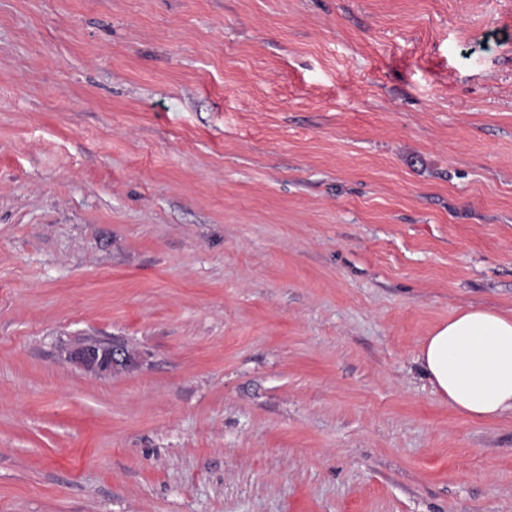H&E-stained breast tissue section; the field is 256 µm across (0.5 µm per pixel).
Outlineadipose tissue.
Segmentation results:
<instances>
[{
  "label": "adipose tissue",
  "mask_w": 512,
  "mask_h": 512,
  "mask_svg": "<svg viewBox=\"0 0 512 512\" xmlns=\"http://www.w3.org/2000/svg\"><path fill=\"white\" fill-rule=\"evenodd\" d=\"M417 361L461 415L484 420L512 413V316L461 308L426 337Z\"/></svg>",
  "instance_id": "ef3b65f1"
}]
</instances>
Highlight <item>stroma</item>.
I'll list each match as a JSON object with an SVG mask.
<instances>
[{"instance_id":"1","label":"stroma","mask_w":512,"mask_h":512,"mask_svg":"<svg viewBox=\"0 0 512 512\" xmlns=\"http://www.w3.org/2000/svg\"><path fill=\"white\" fill-rule=\"evenodd\" d=\"M465 306L512 0H0V512H512V413L417 362ZM64 360L86 373L112 377L129 371L139 363V354L131 353L120 342L102 340H83L62 350Z\"/></svg>"}]
</instances>
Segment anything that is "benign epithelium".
Listing matches in <instances>:
<instances>
[{
	"instance_id": "7a95c632",
	"label": "benign epithelium",
	"mask_w": 512,
	"mask_h": 512,
	"mask_svg": "<svg viewBox=\"0 0 512 512\" xmlns=\"http://www.w3.org/2000/svg\"><path fill=\"white\" fill-rule=\"evenodd\" d=\"M64 360L86 373L110 377L136 367L140 356L120 342L83 340L63 348Z\"/></svg>"
}]
</instances>
